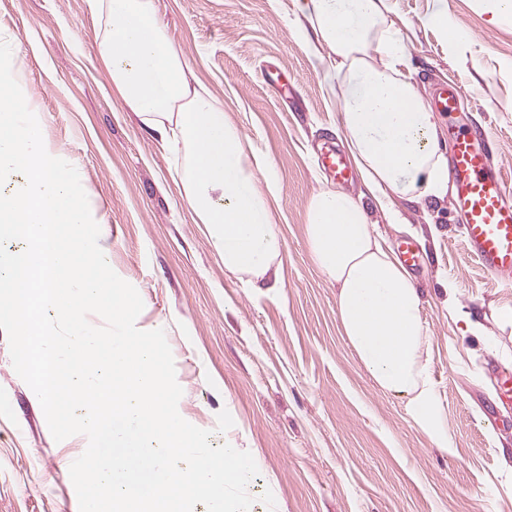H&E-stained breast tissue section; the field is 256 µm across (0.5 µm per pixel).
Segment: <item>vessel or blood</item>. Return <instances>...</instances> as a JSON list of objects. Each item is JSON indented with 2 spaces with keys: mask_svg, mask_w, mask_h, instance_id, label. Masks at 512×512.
Wrapping results in <instances>:
<instances>
[{
  "mask_svg": "<svg viewBox=\"0 0 512 512\" xmlns=\"http://www.w3.org/2000/svg\"><path fill=\"white\" fill-rule=\"evenodd\" d=\"M462 95L461 85L451 81L434 90L431 105L439 112H453ZM449 143L450 205L462 218L465 250L494 281L512 283V188L504 167L493 163L483 126L450 130ZM320 157L336 183L348 182L351 168L341 149L324 144Z\"/></svg>",
  "mask_w": 512,
  "mask_h": 512,
  "instance_id": "vessel-or-blood-1",
  "label": "vessel or blood"
}]
</instances>
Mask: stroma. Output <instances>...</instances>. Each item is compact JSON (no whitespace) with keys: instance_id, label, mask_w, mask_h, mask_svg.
<instances>
[{"instance_id":"stroma-1","label":"stroma","mask_w":512,"mask_h":512,"mask_svg":"<svg viewBox=\"0 0 512 512\" xmlns=\"http://www.w3.org/2000/svg\"><path fill=\"white\" fill-rule=\"evenodd\" d=\"M153 5L169 41L275 166L276 294L225 271L179 193L172 158L113 94L89 0H0V40L44 138L79 174L109 265L143 300L137 328L166 334L180 416L210 431L211 446L252 454L253 512H512V409L499 406L494 377L512 366V286L468 256L448 202L394 199L399 226L370 206L390 247L419 241L425 260L416 281L428 374L448 432L447 447H432L343 335L336 288L306 241L308 202L331 184L314 148L343 140L341 108L294 34L295 0ZM437 7L462 44L428 24ZM390 19L422 98L436 84L463 83L456 112L437 115L440 132L485 125L497 160L512 168V24H492L488 0H392ZM270 71L286 76L281 91L267 87ZM441 277L455 282L482 335L454 322ZM86 447L81 434L53 439L0 330V512H79L68 462Z\"/></svg>"}]
</instances>
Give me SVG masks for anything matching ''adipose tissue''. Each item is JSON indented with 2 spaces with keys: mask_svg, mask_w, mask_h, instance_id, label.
I'll list each match as a JSON object with an SVG mask.
<instances>
[{
  "mask_svg": "<svg viewBox=\"0 0 512 512\" xmlns=\"http://www.w3.org/2000/svg\"><path fill=\"white\" fill-rule=\"evenodd\" d=\"M315 38L321 80L342 108L341 131L371 198L442 200L448 158L432 109L405 75L391 0H297ZM104 20L98 51L112 90L177 161L180 193L226 271L257 289L281 287L282 243L271 202V161L250 155L223 102L193 74L158 23L152 0H92ZM313 262L337 289L344 336L384 393L402 398L438 448L448 445L425 359L428 331L417 283L377 233L361 200L331 188L306 211Z\"/></svg>",
  "mask_w": 512,
  "mask_h": 512,
  "instance_id": "1",
  "label": "adipose tissue"
}]
</instances>
